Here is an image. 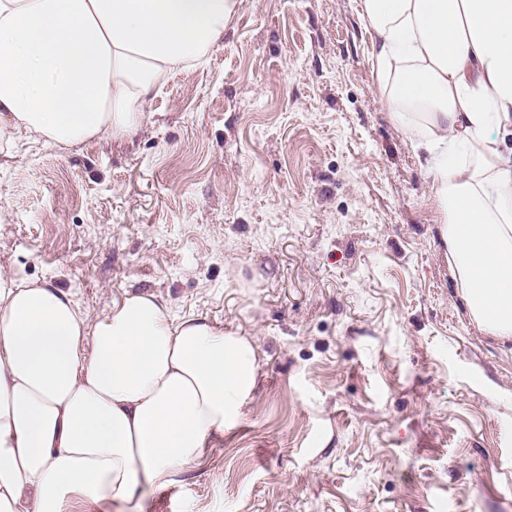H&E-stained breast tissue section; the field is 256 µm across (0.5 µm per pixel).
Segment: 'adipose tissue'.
Here are the masks:
<instances>
[{
  "label": "adipose tissue",
  "instance_id": "1",
  "mask_svg": "<svg viewBox=\"0 0 512 512\" xmlns=\"http://www.w3.org/2000/svg\"><path fill=\"white\" fill-rule=\"evenodd\" d=\"M240 0H0V145L59 150L137 128L199 64ZM401 125L426 140L442 238L472 319L512 340V0H362ZM468 152L467 165L456 164ZM251 342L133 293L93 318L50 279L0 272V512L71 493L139 512L233 427L256 386Z\"/></svg>",
  "mask_w": 512,
  "mask_h": 512
}]
</instances>
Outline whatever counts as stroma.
Listing matches in <instances>:
<instances>
[{"mask_svg": "<svg viewBox=\"0 0 512 512\" xmlns=\"http://www.w3.org/2000/svg\"><path fill=\"white\" fill-rule=\"evenodd\" d=\"M386 98L361 0H243L131 135L0 154V271L254 346L238 424L142 512H512V342Z\"/></svg>", "mask_w": 512, "mask_h": 512, "instance_id": "35a3bbf8", "label": "stroma"}]
</instances>
